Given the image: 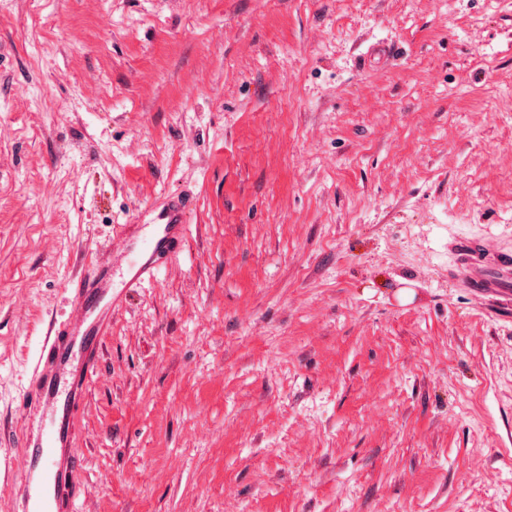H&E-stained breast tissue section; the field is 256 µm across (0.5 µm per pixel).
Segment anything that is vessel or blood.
Instances as JSON below:
<instances>
[{"label": "vessel or blood", "instance_id": "b4317fda", "mask_svg": "<svg viewBox=\"0 0 512 512\" xmlns=\"http://www.w3.org/2000/svg\"><path fill=\"white\" fill-rule=\"evenodd\" d=\"M190 214L186 198L169 194L147 230L124 236L127 263L121 276L113 275L107 254L65 280L69 313L49 328L21 400L27 418L22 473L6 485L16 512H77L86 487L80 479L84 456L76 444V408L96 375L101 340L129 292L155 279L166 258L183 248ZM456 249L470 263V288L479 293L491 288L512 292V254L496 253L467 239Z\"/></svg>", "mask_w": 512, "mask_h": 512}]
</instances>
